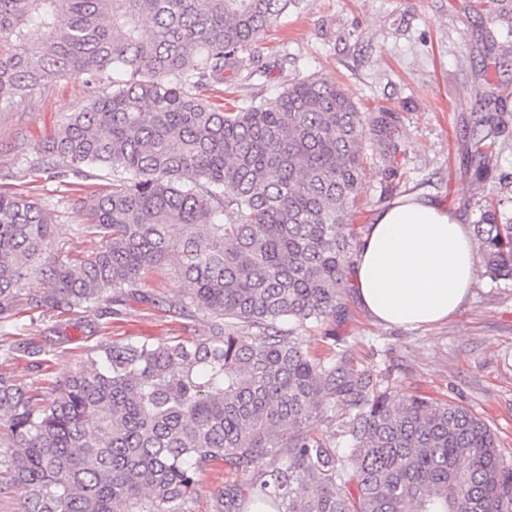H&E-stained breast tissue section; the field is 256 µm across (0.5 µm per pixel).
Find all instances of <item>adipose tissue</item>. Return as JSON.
<instances>
[{"instance_id":"1","label":"adipose tissue","mask_w":512,"mask_h":512,"mask_svg":"<svg viewBox=\"0 0 512 512\" xmlns=\"http://www.w3.org/2000/svg\"><path fill=\"white\" fill-rule=\"evenodd\" d=\"M476 271L466 225L435 201L416 196L380 211L353 266L359 303L378 323L407 327L458 313Z\"/></svg>"}]
</instances>
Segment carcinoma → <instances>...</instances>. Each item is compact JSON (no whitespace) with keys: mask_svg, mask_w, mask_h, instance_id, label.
Here are the masks:
<instances>
[{"mask_svg":"<svg viewBox=\"0 0 512 512\" xmlns=\"http://www.w3.org/2000/svg\"><path fill=\"white\" fill-rule=\"evenodd\" d=\"M299 3L0 0V112L59 78L125 76L31 165L112 172V190L78 200L94 247L61 254L54 214L0 190V495L18 512H191L199 475L219 462L252 478L217 489L214 512H512V465L470 409L395 399L346 356L325 364L285 335L345 315L365 142L386 192L403 176L398 113L359 111L335 81L307 78L234 112L207 100L213 84L258 74L244 52ZM476 8L512 24L506 0ZM486 105L491 131L471 134L480 188L506 109ZM500 205L488 200L473 225L494 279L512 278ZM160 265L207 333L92 348L62 379L3 369L25 358L48 371L53 349L9 332L23 314L90 329L80 314L99 305L112 318ZM323 405L342 410L346 455L310 435Z\"/></svg>","mask_w":512,"mask_h":512,"instance_id":"carcinoma-1","label":"carcinoma"}]
</instances>
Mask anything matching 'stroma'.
Listing matches in <instances>:
<instances>
[{
  "label": "stroma",
  "mask_w": 512,
  "mask_h": 512,
  "mask_svg": "<svg viewBox=\"0 0 512 512\" xmlns=\"http://www.w3.org/2000/svg\"><path fill=\"white\" fill-rule=\"evenodd\" d=\"M475 0H304L267 28L249 54L263 76L250 84L224 81L208 91L212 104L233 111L251 99L271 98L296 81L321 76L339 82L361 110L378 106L402 116L404 176L394 197L423 195L473 225L486 199L503 201L512 217V118L497 137L486 163L490 178L477 188L471 178L469 133L483 118L481 99L491 92L512 107V59L497 57L502 24L476 13ZM93 90L80 78H61L35 90L21 105L0 112V173L16 172L1 186L55 212L57 236L75 246L86 217L81 193L105 192L112 178L104 170L89 177L62 176L53 169L28 171L29 159L70 112ZM381 161L369 155L365 191L351 222L364 236L384 209ZM343 318L296 328L311 356L329 361L345 354L355 368L382 375L396 396L453 401L471 409L497 433L512 463V279L477 272L463 308L450 319L424 328L384 327L362 309L355 288L343 297ZM85 334L66 316L25 324L35 335L49 327L65 338L51 358L52 377L81 365L88 349L127 340H189L208 330L206 316L180 314L166 304L127 301L121 315L103 319ZM249 473L216 464L200 478L193 512H213V491L246 484Z\"/></svg>",
  "instance_id": "obj_1"
}]
</instances>
